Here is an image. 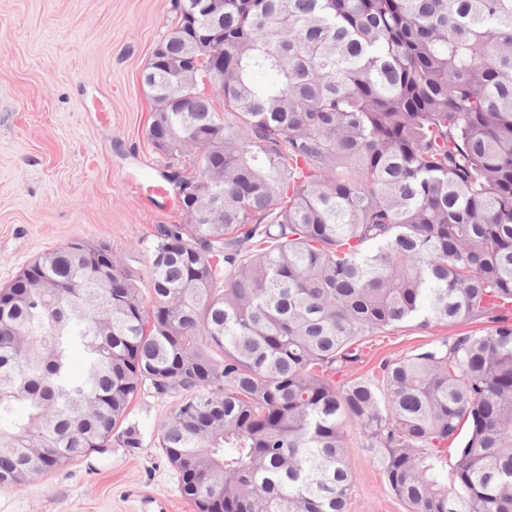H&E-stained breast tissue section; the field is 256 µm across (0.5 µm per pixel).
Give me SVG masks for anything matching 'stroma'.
<instances>
[{
	"mask_svg": "<svg viewBox=\"0 0 512 512\" xmlns=\"http://www.w3.org/2000/svg\"><path fill=\"white\" fill-rule=\"evenodd\" d=\"M175 16L173 0H0V287L37 255L74 239L105 241L147 278L154 228L182 220L173 190L156 193L169 160L147 136L142 75ZM412 325L367 337L353 376L459 333ZM181 394L144 389L110 448L0 489V512H194L158 446ZM346 512H408L348 429Z\"/></svg>",
	"mask_w": 512,
	"mask_h": 512,
	"instance_id": "stroma-1",
	"label": "stroma"
}]
</instances>
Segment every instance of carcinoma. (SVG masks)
I'll return each instance as SVG.
<instances>
[{
    "instance_id": "1",
    "label": "carcinoma",
    "mask_w": 512,
    "mask_h": 512,
    "mask_svg": "<svg viewBox=\"0 0 512 512\" xmlns=\"http://www.w3.org/2000/svg\"><path fill=\"white\" fill-rule=\"evenodd\" d=\"M147 135L196 185L149 285L105 242L0 289V489L98 452L146 387L195 512H345L347 426L410 512H512V0L174 5ZM224 42L214 96L171 109ZM487 319L339 382L360 341ZM453 461H448V457Z\"/></svg>"
}]
</instances>
